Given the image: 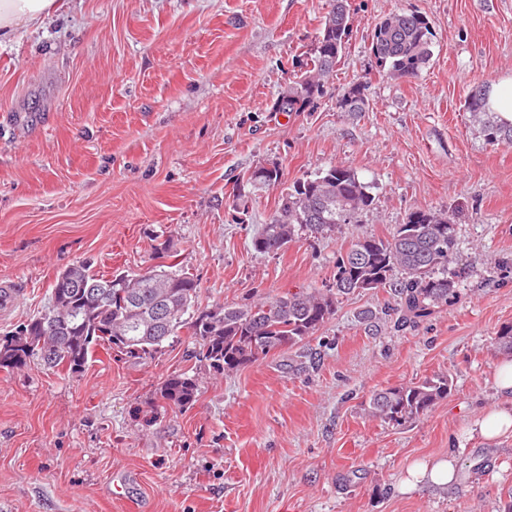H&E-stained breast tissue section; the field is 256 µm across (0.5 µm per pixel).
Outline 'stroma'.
I'll use <instances>...</instances> for the list:
<instances>
[{
    "label": "stroma",
    "instance_id": "1",
    "mask_svg": "<svg viewBox=\"0 0 512 512\" xmlns=\"http://www.w3.org/2000/svg\"><path fill=\"white\" fill-rule=\"evenodd\" d=\"M351 34L323 93L273 106L305 71L326 0H65L0 41V336L44 312L60 272L140 271L170 243L202 305L324 288L352 243L412 211H454L459 294L394 329L380 288L340 298L303 344L215 373L188 333L135 361L97 350L78 373L0 369V512H506L512 435L466 428L496 400L492 343L512 324V146H490L463 104L512 75V0H348ZM398 9L428 17L432 57L394 79L371 52ZM367 83L368 106L344 92ZM280 183L255 189L259 165ZM344 164L372 207L277 255L251 239L293 182ZM378 316L366 325L364 312ZM199 379L162 411L168 374ZM451 389L401 425L377 390L433 375ZM454 453L459 480L398 490L417 461ZM367 86L363 84L352 85L340 100V108L345 112H362L367 105L365 91Z\"/></svg>",
    "mask_w": 512,
    "mask_h": 512
}]
</instances>
